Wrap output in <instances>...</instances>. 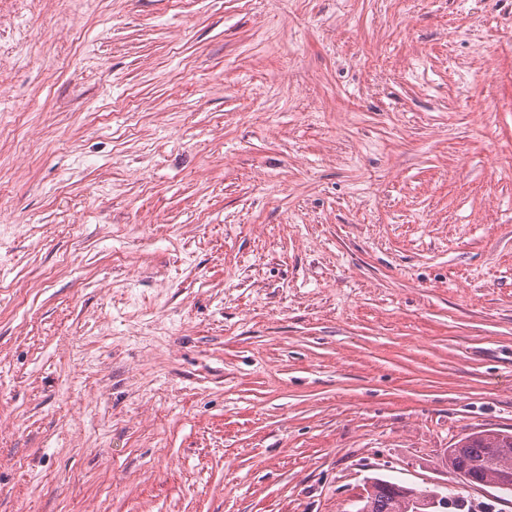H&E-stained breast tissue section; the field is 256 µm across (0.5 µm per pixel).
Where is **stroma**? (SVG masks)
<instances>
[{"label": "stroma", "mask_w": 512, "mask_h": 512, "mask_svg": "<svg viewBox=\"0 0 512 512\" xmlns=\"http://www.w3.org/2000/svg\"><path fill=\"white\" fill-rule=\"evenodd\" d=\"M512 432V0H0V512H354Z\"/></svg>", "instance_id": "obj_1"}]
</instances>
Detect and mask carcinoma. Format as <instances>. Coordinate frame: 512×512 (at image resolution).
Wrapping results in <instances>:
<instances>
[{
	"instance_id": "cac0c4a2",
	"label": "carcinoma",
	"mask_w": 512,
	"mask_h": 512,
	"mask_svg": "<svg viewBox=\"0 0 512 512\" xmlns=\"http://www.w3.org/2000/svg\"><path fill=\"white\" fill-rule=\"evenodd\" d=\"M448 468L457 476L467 475L463 483L470 486L495 484L502 474H512V433L487 430L467 437L448 449ZM422 495L421 489L375 483L357 512H413V501Z\"/></svg>"
}]
</instances>
